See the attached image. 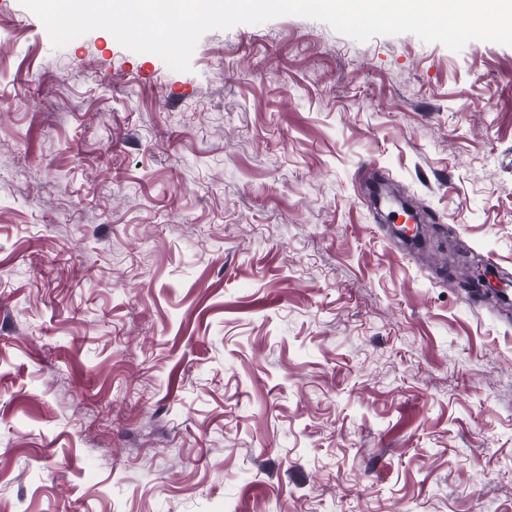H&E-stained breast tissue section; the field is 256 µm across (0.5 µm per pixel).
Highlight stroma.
<instances>
[{
    "instance_id": "1",
    "label": "stroma",
    "mask_w": 512,
    "mask_h": 512,
    "mask_svg": "<svg viewBox=\"0 0 512 512\" xmlns=\"http://www.w3.org/2000/svg\"><path fill=\"white\" fill-rule=\"evenodd\" d=\"M379 180L512 278V46L0 0V512H512V315Z\"/></svg>"
}]
</instances>
